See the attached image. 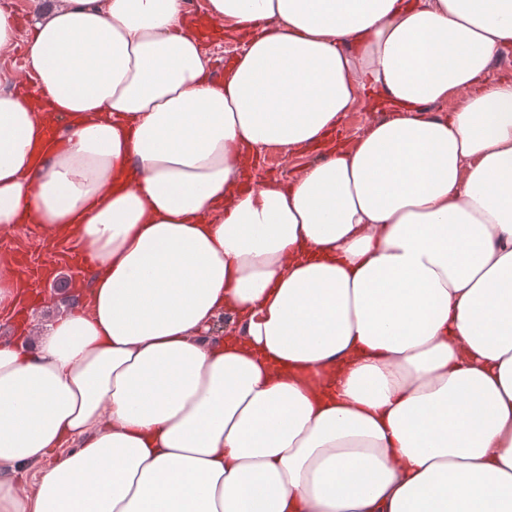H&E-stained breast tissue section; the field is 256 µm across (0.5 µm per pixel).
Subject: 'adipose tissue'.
<instances>
[{
	"instance_id": "adipose-tissue-1",
	"label": "adipose tissue",
	"mask_w": 512,
	"mask_h": 512,
	"mask_svg": "<svg viewBox=\"0 0 512 512\" xmlns=\"http://www.w3.org/2000/svg\"><path fill=\"white\" fill-rule=\"evenodd\" d=\"M204 8L223 80L186 0H44L0 88V239L93 259L0 342V512H512V0ZM218 35L212 40L205 42L206 53L209 57L210 74L214 78V69L220 62H225V65L230 61L233 55H239L244 49L245 41H225L223 32L220 30ZM215 79V78H214ZM373 102H367L354 110L349 112L346 119L343 120L340 127V135L342 138H353L362 132L365 127L375 118L380 117V112L372 109ZM268 153L273 157V159L269 161V167H271V169L268 174L283 179L284 181L296 174L295 170L297 167L313 160L318 155L317 150H309L304 155L297 156L291 160H285L277 149H270ZM60 268L58 267L57 270L58 275L47 282L43 288L47 297L37 302L28 312L27 323L24 328L26 330L25 336H30L31 340H35L45 325L60 311L59 306L64 301L63 296L75 290V288L69 286L71 276L67 268Z\"/></svg>"
}]
</instances>
